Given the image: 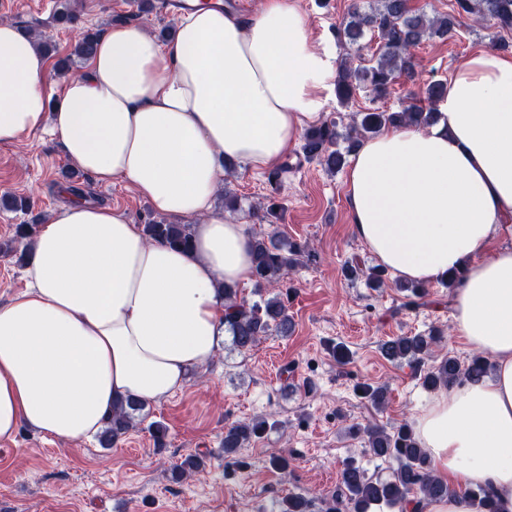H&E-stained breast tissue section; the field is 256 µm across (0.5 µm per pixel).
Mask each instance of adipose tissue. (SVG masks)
<instances>
[{
  "label": "adipose tissue",
  "mask_w": 512,
  "mask_h": 512,
  "mask_svg": "<svg viewBox=\"0 0 512 512\" xmlns=\"http://www.w3.org/2000/svg\"><path fill=\"white\" fill-rule=\"evenodd\" d=\"M45 57L0 22V144L45 129L100 183L129 182L161 215L193 218V246L148 241L122 212L73 200L36 229L25 289L0 304V441L27 425L84 440L114 405L181 390L224 339L223 285L252 275L245 225L215 209L226 165L277 163L319 123L335 87L296 0L246 17L198 5L160 43L135 24L101 33L60 89ZM439 124L389 128L351 155L354 237L401 279L460 271L454 331L492 372L421 406L412 428L454 495L425 512H472L468 488L512 512V58L479 51L448 81Z\"/></svg>",
  "instance_id": "1"
}]
</instances>
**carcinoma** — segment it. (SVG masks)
I'll return each mask as SVG.
<instances>
[{
  "label": "carcinoma",
  "instance_id": "carcinoma-1",
  "mask_svg": "<svg viewBox=\"0 0 512 512\" xmlns=\"http://www.w3.org/2000/svg\"><path fill=\"white\" fill-rule=\"evenodd\" d=\"M450 13L430 16L411 6L410 0H353L347 17L336 25V40L347 52L355 56L345 58L336 78V98L349 105L357 91L366 92L376 101L397 81L415 80L419 63L413 50L422 42L433 38L452 39L456 36L457 17L467 15L477 22L490 21L507 33L512 32V0H451ZM370 35L378 39L375 52L366 59L362 55L363 40ZM100 31H88L75 45L70 57L59 62L63 74L79 68L96 52ZM448 81L427 79L420 86L414 102L398 109L373 108L358 112L352 123L340 129L339 122L325 120L308 128L302 138L297 163L317 162L334 173L345 165L350 153L360 142L391 126L426 127L438 120V104L445 97ZM294 164L287 161L272 169L268 184L276 192L282 179ZM0 207L13 212L29 210V200L5 195ZM147 239L174 248L188 249L192 243L191 225L171 224L147 219L143 224ZM253 293L258 299L249 302L239 297L237 287H224V325L231 335L232 344L239 350H251L271 333L290 336L294 322L288 314L284 296L291 287L292 275L305 260L312 257L306 244L292 241L272 229L253 237ZM350 279L362 278L369 288H380L385 283L386 269L380 266H345ZM397 287L407 292L403 309L419 306L418 299L425 294L420 285L400 282ZM443 338V330L434 328L427 334L399 336L384 341L380 352L391 362H407L419 373L423 386L429 390H448L463 381H478L491 370V363L477 354L468 364L461 365L448 356L439 363L426 366L433 347ZM140 408L134 404H119L112 409L98 441L101 447L112 444L133 427L135 414ZM271 428L264 418L241 420L224 429V453L235 452L250 441L261 437ZM362 435L369 453L379 459L396 463L385 477L368 475L365 469L347 463L340 471V490L324 500L323 512H374L388 508L404 512L414 504V512H422L428 500L448 496L451 488L440 478L424 448L420 446L411 426L402 423L391 429L379 425L354 427ZM201 467L195 456L185 458L172 470L173 478L183 479ZM468 504L475 512H496L492 491L480 488L466 493ZM278 512H313L312 501L291 494L279 502Z\"/></svg>",
  "mask_w": 512,
  "mask_h": 512
}]
</instances>
